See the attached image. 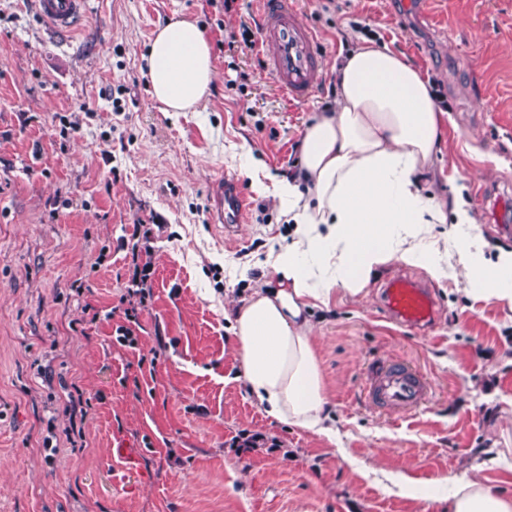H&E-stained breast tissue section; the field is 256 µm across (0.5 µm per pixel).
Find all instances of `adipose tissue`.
<instances>
[{
    "label": "adipose tissue",
    "mask_w": 512,
    "mask_h": 512,
    "mask_svg": "<svg viewBox=\"0 0 512 512\" xmlns=\"http://www.w3.org/2000/svg\"><path fill=\"white\" fill-rule=\"evenodd\" d=\"M152 99L189 112L215 84L203 30L179 17L158 24L144 57ZM338 106L314 113L296 174L274 181L294 238L274 256L276 287L257 288L232 316L233 356L248 394L283 425L328 433L329 397L307 315L333 291L365 296L378 269L394 261L434 278L461 267L467 292L512 312V249L484 257V238L464 203L425 192L449 119L417 68L364 39L338 68ZM448 512H512V496L462 478Z\"/></svg>",
    "instance_id": "ef3b65f1"
}]
</instances>
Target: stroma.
<instances>
[{
  "label": "stroma",
  "instance_id": "35a3bbf8",
  "mask_svg": "<svg viewBox=\"0 0 512 512\" xmlns=\"http://www.w3.org/2000/svg\"><path fill=\"white\" fill-rule=\"evenodd\" d=\"M88 4L61 35L35 0H0V512H448L456 477L512 495V316L468 296L462 272L387 265L428 279L439 310L424 334L384 317L379 274L367 296L313 309L332 439L265 415L224 317L271 281L268 255L292 239L269 178L298 166L356 35L429 78L449 116L431 188L467 185L487 256L512 249V0H298L329 69L296 103L263 69L248 0ZM175 15L204 31L217 71L195 112L160 111L143 68ZM222 174L250 201L231 238L209 206ZM140 224L152 275L132 349L115 337ZM375 357L421 367L428 401L404 415L371 406ZM72 387L85 415L66 410ZM244 433L266 447L242 452ZM114 444L135 449L132 471L109 459Z\"/></svg>",
  "mask_w": 512,
  "mask_h": 512
}]
</instances>
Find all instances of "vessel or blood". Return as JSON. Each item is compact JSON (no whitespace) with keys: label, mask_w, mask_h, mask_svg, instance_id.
<instances>
[{"label":"vessel or blood","mask_w":512,"mask_h":512,"mask_svg":"<svg viewBox=\"0 0 512 512\" xmlns=\"http://www.w3.org/2000/svg\"><path fill=\"white\" fill-rule=\"evenodd\" d=\"M259 48L267 70L280 90L293 101L311 97L326 72V55L309 24L292 0H258ZM39 16L57 33L70 32L86 13V0H36ZM212 214L226 231L243 223L247 197L235 178L221 176L211 186ZM387 317L404 326L425 329L437 314L430 287L405 272L389 275L382 290ZM369 399L379 407L404 412L424 401L430 386L426 377L400 360L370 362L366 380Z\"/></svg>","instance_id":"vessel-or-blood-1"}]
</instances>
